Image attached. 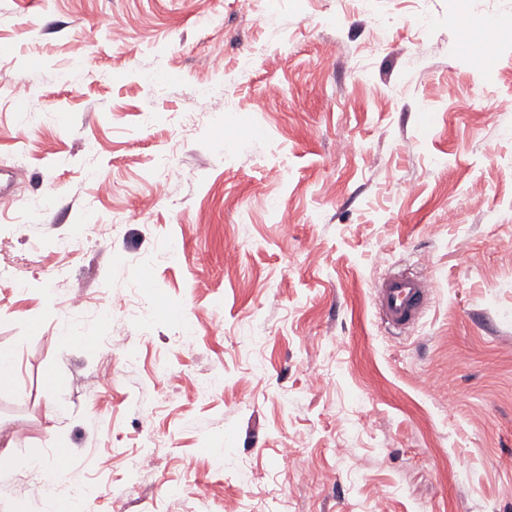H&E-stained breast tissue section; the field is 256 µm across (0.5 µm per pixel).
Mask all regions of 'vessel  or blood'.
I'll use <instances>...</instances> for the list:
<instances>
[{
	"mask_svg": "<svg viewBox=\"0 0 512 512\" xmlns=\"http://www.w3.org/2000/svg\"><path fill=\"white\" fill-rule=\"evenodd\" d=\"M430 280L395 273L386 277L376 289L381 320L396 329L413 326L422 316L430 299Z\"/></svg>",
	"mask_w": 512,
	"mask_h": 512,
	"instance_id": "b4317fda",
	"label": "vessel or blood"
}]
</instances>
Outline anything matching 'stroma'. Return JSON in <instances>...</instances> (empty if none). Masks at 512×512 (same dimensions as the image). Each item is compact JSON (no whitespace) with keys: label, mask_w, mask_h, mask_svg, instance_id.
<instances>
[{"label":"stroma","mask_w":512,"mask_h":512,"mask_svg":"<svg viewBox=\"0 0 512 512\" xmlns=\"http://www.w3.org/2000/svg\"><path fill=\"white\" fill-rule=\"evenodd\" d=\"M505 96L512 0H0V512H512ZM433 283L426 278L395 273L376 289L381 320L396 329L413 326L422 316L430 299Z\"/></svg>","instance_id":"35a3bbf8"}]
</instances>
